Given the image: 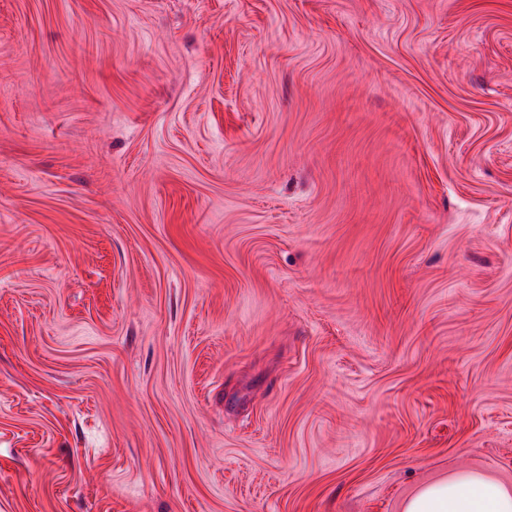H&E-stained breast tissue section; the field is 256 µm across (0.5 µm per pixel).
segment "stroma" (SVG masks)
Here are the masks:
<instances>
[{
    "instance_id": "1",
    "label": "stroma",
    "mask_w": 512,
    "mask_h": 512,
    "mask_svg": "<svg viewBox=\"0 0 512 512\" xmlns=\"http://www.w3.org/2000/svg\"><path fill=\"white\" fill-rule=\"evenodd\" d=\"M512 488V0H0V512Z\"/></svg>"
}]
</instances>
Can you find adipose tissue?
Returning <instances> with one entry per match:
<instances>
[{"mask_svg":"<svg viewBox=\"0 0 512 512\" xmlns=\"http://www.w3.org/2000/svg\"><path fill=\"white\" fill-rule=\"evenodd\" d=\"M404 512H512V489L481 474H458L421 488Z\"/></svg>","mask_w":512,"mask_h":512,"instance_id":"1","label":"adipose tissue"}]
</instances>
